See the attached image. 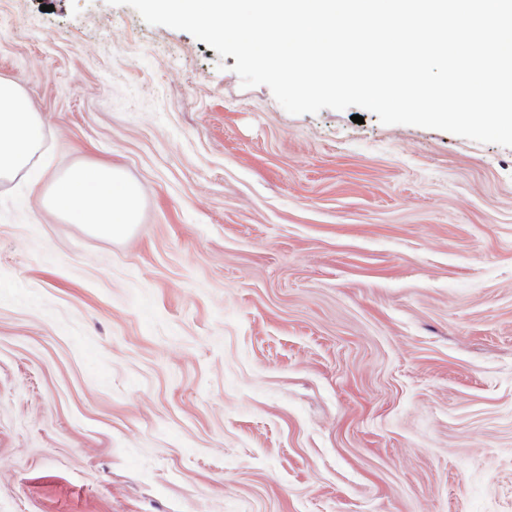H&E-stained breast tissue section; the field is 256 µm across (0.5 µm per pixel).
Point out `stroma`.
Masks as SVG:
<instances>
[{
  "mask_svg": "<svg viewBox=\"0 0 512 512\" xmlns=\"http://www.w3.org/2000/svg\"><path fill=\"white\" fill-rule=\"evenodd\" d=\"M235 63L0 0L44 169L0 179V512H512V148L292 115ZM99 164L125 237L48 206Z\"/></svg>",
  "mask_w": 512,
  "mask_h": 512,
  "instance_id": "35a3bbf8",
  "label": "stroma"
}]
</instances>
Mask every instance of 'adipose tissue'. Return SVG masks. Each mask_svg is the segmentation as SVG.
<instances>
[{
  "mask_svg": "<svg viewBox=\"0 0 512 512\" xmlns=\"http://www.w3.org/2000/svg\"><path fill=\"white\" fill-rule=\"evenodd\" d=\"M42 143L40 119L30 99L0 78V178L18 173L40 181L31 162ZM140 192L109 165L71 170L52 189L49 206L103 237H119L137 221Z\"/></svg>",
  "mask_w": 512,
  "mask_h": 512,
  "instance_id": "1",
  "label": "adipose tissue"
}]
</instances>
